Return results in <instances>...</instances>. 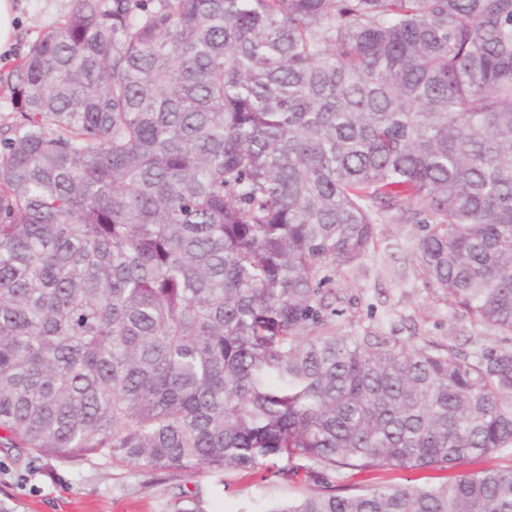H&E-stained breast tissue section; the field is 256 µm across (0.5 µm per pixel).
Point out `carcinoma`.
Listing matches in <instances>:
<instances>
[{
    "mask_svg": "<svg viewBox=\"0 0 512 512\" xmlns=\"http://www.w3.org/2000/svg\"><path fill=\"white\" fill-rule=\"evenodd\" d=\"M8 88L1 448L512 512V468L333 484L512 449V0H75ZM381 224L494 343L337 323Z\"/></svg>",
    "mask_w": 512,
    "mask_h": 512,
    "instance_id": "cac0c4a2",
    "label": "carcinoma"
}]
</instances>
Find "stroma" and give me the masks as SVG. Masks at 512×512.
Instances as JSON below:
<instances>
[{"label":"stroma","mask_w":512,"mask_h":512,"mask_svg":"<svg viewBox=\"0 0 512 512\" xmlns=\"http://www.w3.org/2000/svg\"><path fill=\"white\" fill-rule=\"evenodd\" d=\"M15 44L0 56V125L10 122L12 105L3 87L7 73L41 35L71 11L75 0H15ZM380 246L361 266L337 276L334 286L343 318L372 324L378 333L408 339L412 335L465 344L478 328L455 316L449 306L424 289L414 263L415 228L384 224ZM280 461L260 471H131L86 460H17L0 448V501L12 512H272L310 492V484L284 479ZM447 469L398 470L381 467L365 478L383 485L438 484Z\"/></svg>","instance_id":"stroma-1"}]
</instances>
